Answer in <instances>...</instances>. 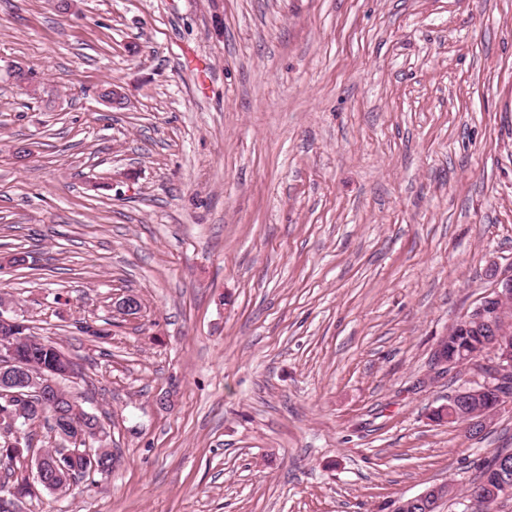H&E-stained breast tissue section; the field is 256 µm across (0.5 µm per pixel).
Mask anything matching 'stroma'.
I'll return each mask as SVG.
<instances>
[{"label":"stroma","instance_id":"35a3bbf8","mask_svg":"<svg viewBox=\"0 0 512 512\" xmlns=\"http://www.w3.org/2000/svg\"><path fill=\"white\" fill-rule=\"evenodd\" d=\"M77 2L0 0V292L119 463L23 512H473L512 405L429 375L512 269V0Z\"/></svg>","mask_w":512,"mask_h":512}]
</instances>
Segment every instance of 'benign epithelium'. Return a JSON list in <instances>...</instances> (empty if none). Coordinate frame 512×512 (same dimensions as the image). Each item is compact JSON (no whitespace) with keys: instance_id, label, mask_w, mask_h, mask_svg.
Returning a JSON list of instances; mask_svg holds the SVG:
<instances>
[{"instance_id":"obj_1","label":"benign epithelium","mask_w":512,"mask_h":512,"mask_svg":"<svg viewBox=\"0 0 512 512\" xmlns=\"http://www.w3.org/2000/svg\"><path fill=\"white\" fill-rule=\"evenodd\" d=\"M17 71L16 82L29 96H40L41 81L39 76H32L25 71ZM25 323L15 314L9 313V307L0 303V357L7 360V366L0 369V397L6 400L21 399L23 395H37L41 405H55L63 400L57 391V376L40 375L35 378L29 372V364L16 359V347L20 342L32 343L34 339L23 334ZM482 333L490 340L479 344L474 349L461 351L457 357L444 352V342L456 335V327L449 328L448 334L440 337L433 352L435 375L448 371H472L475 379L460 387L448 398V418L459 419L472 430L483 431L487 428L494 414L512 402V392L508 390L512 383V269L500 275H494L493 286L482 301L466 311L457 322V327ZM62 439L70 444L60 449V453L48 459L40 449H22V434H14L9 441L10 447L0 452L10 453L18 458H26L28 466L36 467V473H28L27 483L22 489L9 496H0V512H21L25 498L39 491L36 484L50 486L52 472L62 467L63 458L80 454L90 463H96V455L102 450L94 449L93 442H104L106 432L102 422H97L92 429L86 427L85 420L74 418L70 421ZM447 486L430 487L423 493L400 501L394 512L410 502L421 504L445 493Z\"/></svg>"}]
</instances>
